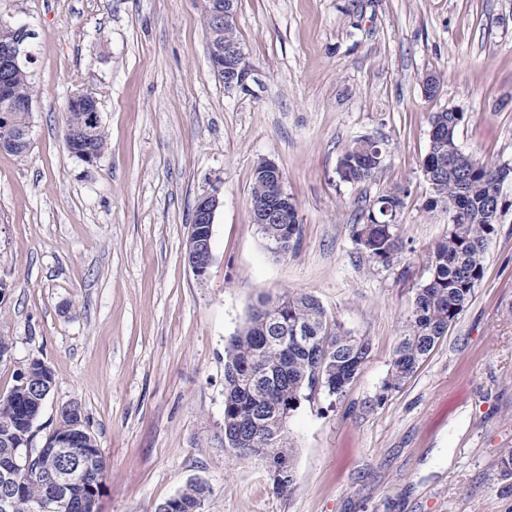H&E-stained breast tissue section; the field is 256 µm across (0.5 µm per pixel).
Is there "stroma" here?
Wrapping results in <instances>:
<instances>
[{
	"label": "stroma",
	"mask_w": 512,
	"mask_h": 512,
	"mask_svg": "<svg viewBox=\"0 0 512 512\" xmlns=\"http://www.w3.org/2000/svg\"><path fill=\"white\" fill-rule=\"evenodd\" d=\"M24 25L35 95L23 155L0 151V397L38 359L55 385L42 447L76 402L105 461L98 512H155L189 482L204 512H512V212L471 302L399 390L394 350L448 229L425 211L429 117L464 114L459 144L512 164V0H237L249 76L213 73L204 0H0ZM436 79L433 94L425 77ZM94 97L107 134L88 164L65 145L69 97ZM383 150L369 181L344 150ZM275 162L300 240L273 256L252 222L258 161ZM218 190L213 261L184 260L195 201ZM403 197L401 247L369 261L354 228ZM312 293L371 350L344 396L292 412L296 480L279 494L224 447V346L258 299ZM381 147L379 142L363 138L358 139L349 146L340 158L337 174L341 181L359 183L374 178L379 171L381 154L375 160Z\"/></svg>",
	"instance_id": "stroma-1"
}]
</instances>
